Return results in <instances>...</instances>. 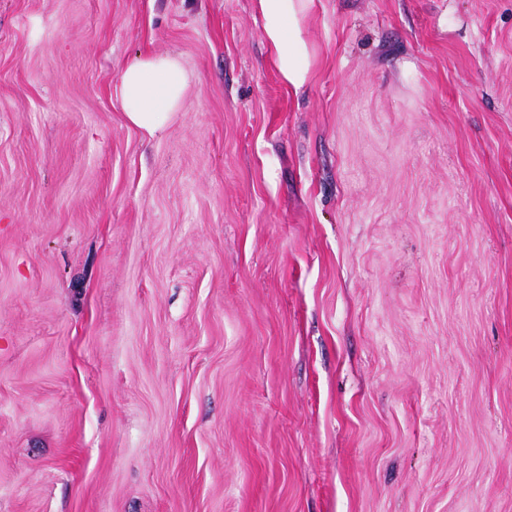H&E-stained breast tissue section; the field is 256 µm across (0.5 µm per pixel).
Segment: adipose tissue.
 <instances>
[{"label":"adipose tissue","mask_w":512,"mask_h":512,"mask_svg":"<svg viewBox=\"0 0 512 512\" xmlns=\"http://www.w3.org/2000/svg\"><path fill=\"white\" fill-rule=\"evenodd\" d=\"M313 6L314 0H254L270 64L282 85L293 93L305 88L316 64L305 25ZM193 80V73L177 56H137L121 75L127 122L150 134L162 130L180 112Z\"/></svg>","instance_id":"1"}]
</instances>
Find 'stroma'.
<instances>
[{
	"label": "stroma",
	"mask_w": 512,
	"mask_h": 512,
	"mask_svg": "<svg viewBox=\"0 0 512 512\" xmlns=\"http://www.w3.org/2000/svg\"><path fill=\"white\" fill-rule=\"evenodd\" d=\"M306 27L0 0V512H512V0ZM314 0H254L269 61L288 92L298 94L312 77L316 51L305 21ZM194 78L175 55L139 54L121 75L127 122L151 135L162 130L181 111Z\"/></svg>",
	"instance_id": "35a3bbf8"
}]
</instances>
